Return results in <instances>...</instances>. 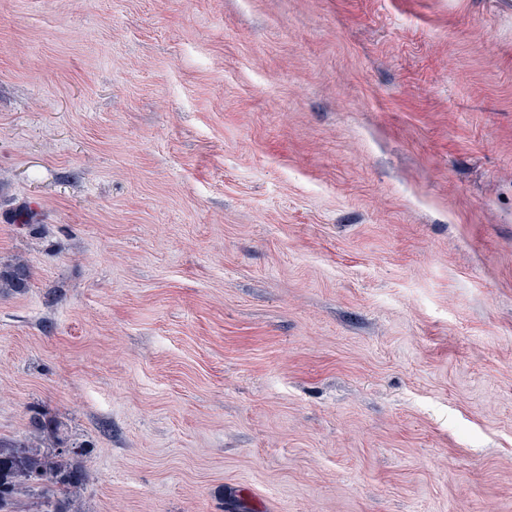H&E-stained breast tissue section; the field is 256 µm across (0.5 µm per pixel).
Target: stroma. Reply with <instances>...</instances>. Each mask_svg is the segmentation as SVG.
<instances>
[{"instance_id":"obj_1","label":"stroma","mask_w":512,"mask_h":512,"mask_svg":"<svg viewBox=\"0 0 512 512\" xmlns=\"http://www.w3.org/2000/svg\"><path fill=\"white\" fill-rule=\"evenodd\" d=\"M18 259L81 512H512V0H0Z\"/></svg>"}]
</instances>
